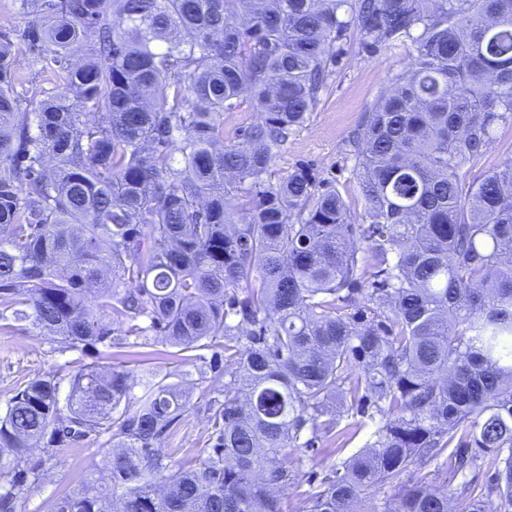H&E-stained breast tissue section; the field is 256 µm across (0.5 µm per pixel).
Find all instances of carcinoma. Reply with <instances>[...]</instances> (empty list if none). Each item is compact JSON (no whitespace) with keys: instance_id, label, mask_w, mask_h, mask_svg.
Segmentation results:
<instances>
[{"instance_id":"1","label":"carcinoma","mask_w":512,"mask_h":512,"mask_svg":"<svg viewBox=\"0 0 512 512\" xmlns=\"http://www.w3.org/2000/svg\"><path fill=\"white\" fill-rule=\"evenodd\" d=\"M20 7L26 29L0 28V330L207 348L224 383L201 393L208 447L176 461L182 384L89 366L62 405L58 372L32 379L0 415V512L43 479L34 450L105 433L103 476L51 512H286L291 488L303 512H366L382 485V512H512V158L464 187L512 122V0ZM350 27L414 54L351 137L359 224L305 167L268 179ZM17 41L62 73L31 114ZM245 104L258 120L227 144ZM257 117V112H253L245 106L238 112L224 113V142L231 144L234 141L236 130L253 123Z\"/></svg>"}]
</instances>
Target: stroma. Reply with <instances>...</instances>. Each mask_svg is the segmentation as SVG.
Here are the masks:
<instances>
[{
	"label": "stroma",
	"instance_id": "stroma-1",
	"mask_svg": "<svg viewBox=\"0 0 512 512\" xmlns=\"http://www.w3.org/2000/svg\"><path fill=\"white\" fill-rule=\"evenodd\" d=\"M15 55L20 109L31 112L41 100L56 93L59 78L33 63L23 43H16ZM412 63L410 42L370 47L357 30L346 32L336 43V54L328 64L330 75L306 126L296 131L275 156L270 167L272 180L287 176L294 168L310 167L317 179L329 181L341 192L352 218L361 219L364 198L353 172L347 139L389 89L392 79L406 73ZM510 156L512 124L506 123L496 129L487 152L467 165V181L482 179ZM154 349L155 359L139 363L133 358L134 346L128 343L80 354L64 350L57 337L43 334L30 324L0 334V414L20 387L48 370L58 371L63 379L60 392L65 395L71 377L89 365L103 371L123 366L137 375L149 371L168 383L183 381L188 373L197 374L201 366L200 361L186 358L176 348L158 343ZM218 384V379L209 374L203 385L192 386L190 409L165 441L166 447L178 449L181 457L195 455L206 447L209 412L201 388ZM108 449L106 438L90 437L72 447L43 454L44 479L25 495L22 512H51L54 500L88 478Z\"/></svg>",
	"mask_w": 512,
	"mask_h": 512
}]
</instances>
